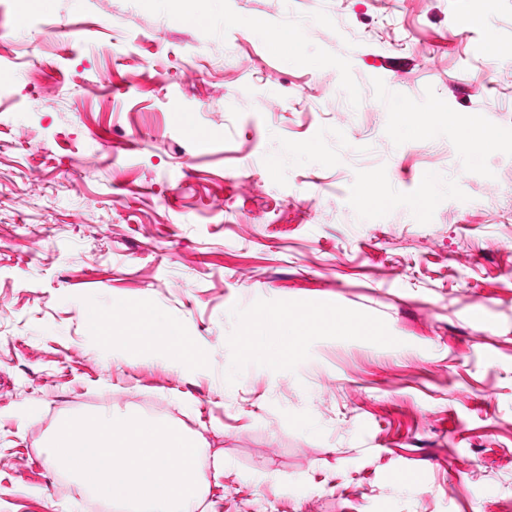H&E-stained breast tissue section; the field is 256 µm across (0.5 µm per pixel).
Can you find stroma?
<instances>
[{
  "instance_id": "stroma-1",
  "label": "stroma",
  "mask_w": 512,
  "mask_h": 512,
  "mask_svg": "<svg viewBox=\"0 0 512 512\" xmlns=\"http://www.w3.org/2000/svg\"><path fill=\"white\" fill-rule=\"evenodd\" d=\"M492 41L512 46V0H0V512H114L44 451L101 412L202 434L203 469L225 462L207 512H512ZM436 103L507 142L470 161ZM118 301L196 361L134 339L113 360L91 315ZM317 309L360 327L244 348Z\"/></svg>"
}]
</instances>
